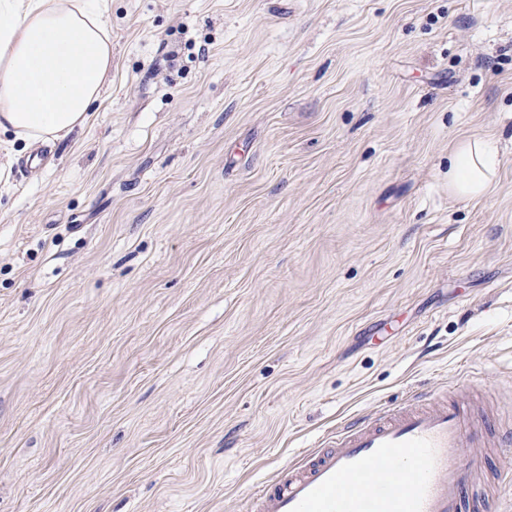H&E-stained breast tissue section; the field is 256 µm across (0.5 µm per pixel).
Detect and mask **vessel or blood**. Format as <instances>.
Segmentation results:
<instances>
[{"mask_svg":"<svg viewBox=\"0 0 512 512\" xmlns=\"http://www.w3.org/2000/svg\"><path fill=\"white\" fill-rule=\"evenodd\" d=\"M512 456V428L420 392L343 423L254 494L250 512H487V449Z\"/></svg>","mask_w":512,"mask_h":512,"instance_id":"vessel-or-blood-1","label":"vessel or blood"}]
</instances>
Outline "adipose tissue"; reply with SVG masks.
Instances as JSON below:
<instances>
[{"mask_svg": "<svg viewBox=\"0 0 512 512\" xmlns=\"http://www.w3.org/2000/svg\"><path fill=\"white\" fill-rule=\"evenodd\" d=\"M104 0H0V132L28 143L84 127L112 70ZM495 142L473 135L450 156L448 191L490 195L498 177Z\"/></svg>", "mask_w": 512, "mask_h": 512, "instance_id": "adipose-tissue-1", "label": "adipose tissue"}]
</instances>
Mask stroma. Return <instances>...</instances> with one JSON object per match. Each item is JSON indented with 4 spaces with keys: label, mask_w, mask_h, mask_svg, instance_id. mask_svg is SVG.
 <instances>
[{
    "label": "stroma",
    "mask_w": 512,
    "mask_h": 512,
    "mask_svg": "<svg viewBox=\"0 0 512 512\" xmlns=\"http://www.w3.org/2000/svg\"><path fill=\"white\" fill-rule=\"evenodd\" d=\"M108 16L86 127L0 133V512H248L424 387L512 422V0ZM499 160L495 142L472 135L451 149L448 192L459 198L474 199L490 195L498 177Z\"/></svg>",
    "instance_id": "35a3bbf8"
}]
</instances>
